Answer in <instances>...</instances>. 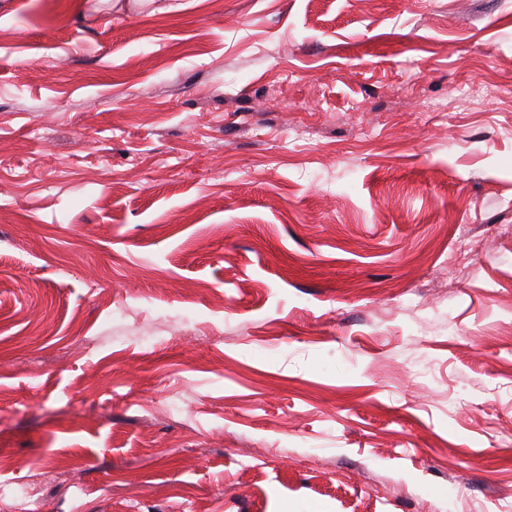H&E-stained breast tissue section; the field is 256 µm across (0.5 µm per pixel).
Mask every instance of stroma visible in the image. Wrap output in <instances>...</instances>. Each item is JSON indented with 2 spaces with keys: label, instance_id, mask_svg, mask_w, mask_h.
<instances>
[{
  "label": "stroma",
  "instance_id": "35a3bbf8",
  "mask_svg": "<svg viewBox=\"0 0 512 512\" xmlns=\"http://www.w3.org/2000/svg\"><path fill=\"white\" fill-rule=\"evenodd\" d=\"M1 481L512 512V0H0Z\"/></svg>",
  "mask_w": 512,
  "mask_h": 512
}]
</instances>
